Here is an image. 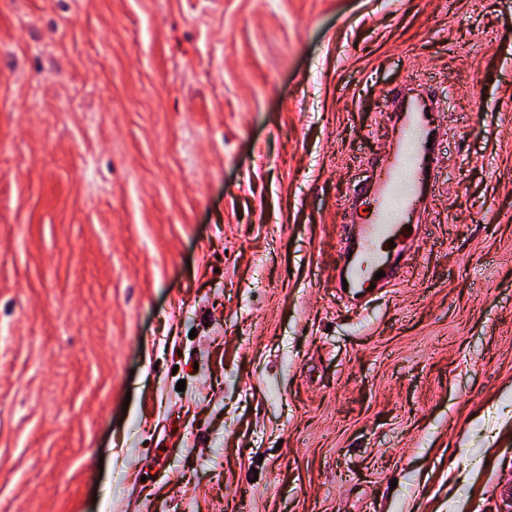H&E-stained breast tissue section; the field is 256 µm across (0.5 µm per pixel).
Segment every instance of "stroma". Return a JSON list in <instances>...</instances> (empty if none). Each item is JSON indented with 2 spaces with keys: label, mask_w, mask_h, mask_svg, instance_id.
<instances>
[{
  "label": "stroma",
  "mask_w": 512,
  "mask_h": 512,
  "mask_svg": "<svg viewBox=\"0 0 512 512\" xmlns=\"http://www.w3.org/2000/svg\"><path fill=\"white\" fill-rule=\"evenodd\" d=\"M410 83L425 234L356 293ZM511 507L512 0H0V512Z\"/></svg>",
  "instance_id": "35a3bbf8"
}]
</instances>
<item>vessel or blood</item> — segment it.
<instances>
[{"instance_id": "obj_1", "label": "vessel or blood", "mask_w": 512, "mask_h": 512, "mask_svg": "<svg viewBox=\"0 0 512 512\" xmlns=\"http://www.w3.org/2000/svg\"><path fill=\"white\" fill-rule=\"evenodd\" d=\"M393 102L403 105L404 120L397 140L377 186L371 187L374 203L373 220L368 224H346L342 235L352 244L368 275L382 274L384 283L398 281L395 271L386 269L381 256L386 249L397 246L403 232L404 213L434 177L427 143L433 135L427 115L439 111L441 103L432 92L421 95L399 90L392 94Z\"/></svg>"}]
</instances>
